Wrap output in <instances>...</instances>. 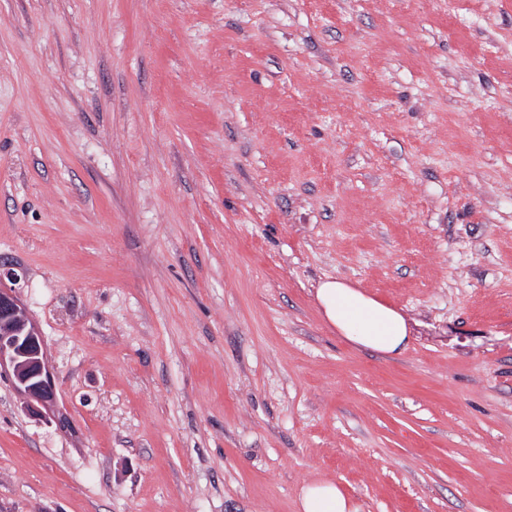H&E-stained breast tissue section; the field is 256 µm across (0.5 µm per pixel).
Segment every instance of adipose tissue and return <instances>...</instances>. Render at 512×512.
<instances>
[{
    "label": "adipose tissue",
    "mask_w": 512,
    "mask_h": 512,
    "mask_svg": "<svg viewBox=\"0 0 512 512\" xmlns=\"http://www.w3.org/2000/svg\"><path fill=\"white\" fill-rule=\"evenodd\" d=\"M325 319L350 343L391 355L404 350L410 338L406 318L396 308L349 284L328 279L316 290ZM300 512H352L345 492L333 482L316 481L300 495Z\"/></svg>",
    "instance_id": "1"
}]
</instances>
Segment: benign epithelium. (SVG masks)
I'll use <instances>...</instances> for the list:
<instances>
[{
    "label": "benign epithelium",
    "instance_id": "obj_1",
    "mask_svg": "<svg viewBox=\"0 0 512 512\" xmlns=\"http://www.w3.org/2000/svg\"><path fill=\"white\" fill-rule=\"evenodd\" d=\"M0 376L11 383L25 409L57 423V392L44 340L15 289L0 285Z\"/></svg>",
    "mask_w": 512,
    "mask_h": 512
}]
</instances>
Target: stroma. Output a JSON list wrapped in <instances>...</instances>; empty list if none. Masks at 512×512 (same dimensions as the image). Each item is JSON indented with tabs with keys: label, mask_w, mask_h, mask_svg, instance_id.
<instances>
[{
	"label": "stroma",
	"mask_w": 512,
	"mask_h": 512,
	"mask_svg": "<svg viewBox=\"0 0 512 512\" xmlns=\"http://www.w3.org/2000/svg\"><path fill=\"white\" fill-rule=\"evenodd\" d=\"M1 268L0 512H512V0H0ZM325 319L344 339L381 354H397L407 347L410 328L396 308L360 288L327 279L316 288ZM1 282V280H0ZM0 376H5L25 409L56 415L57 392L44 340L15 289L0 285ZM44 411V412H43ZM299 508L300 512H355L345 492L335 482L327 481L306 485Z\"/></svg>",
	"instance_id": "1"
}]
</instances>
